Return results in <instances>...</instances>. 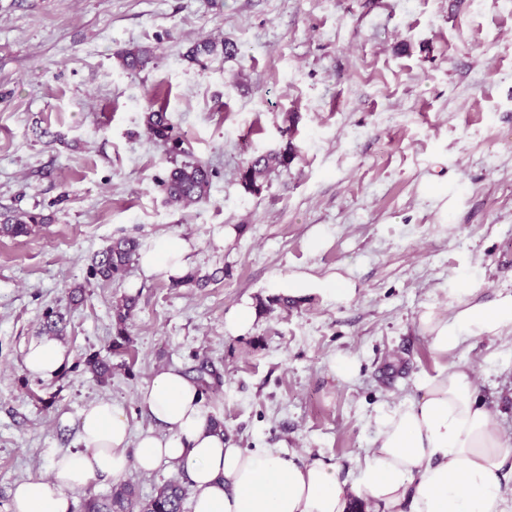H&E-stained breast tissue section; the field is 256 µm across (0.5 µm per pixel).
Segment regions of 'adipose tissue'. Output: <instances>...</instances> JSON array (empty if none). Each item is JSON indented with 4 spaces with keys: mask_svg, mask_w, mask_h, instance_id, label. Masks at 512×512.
<instances>
[{
    "mask_svg": "<svg viewBox=\"0 0 512 512\" xmlns=\"http://www.w3.org/2000/svg\"><path fill=\"white\" fill-rule=\"evenodd\" d=\"M189 252L182 237L170 235L142 249L139 261L146 274L180 278ZM273 286L292 295L318 288L339 303L353 296L340 276L321 280L295 272ZM448 286L449 314L429 308L419 317L437 357L512 325V291L486 304L458 280ZM65 361L64 348L46 336L30 342L23 359L26 370L43 379L56 376ZM418 392L376 416L363 462L345 475L320 457L236 448L209 424L197 385L171 367L139 393L154 428L132 432L121 408L103 399L90 402L80 414V450L54 456L48 476L17 483L10 512H71L73 492L93 480L117 478L132 466L149 473L163 464L189 476L193 512H353L360 501L366 512H502L512 452L495 414L476 398L472 370L443 364L423 377Z\"/></svg>",
    "mask_w": 512,
    "mask_h": 512,
    "instance_id": "1",
    "label": "adipose tissue"
}]
</instances>
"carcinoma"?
Returning <instances> with one entry per match:
<instances>
[{
    "instance_id": "cac0c4a2",
    "label": "carcinoma",
    "mask_w": 512,
    "mask_h": 512,
    "mask_svg": "<svg viewBox=\"0 0 512 512\" xmlns=\"http://www.w3.org/2000/svg\"><path fill=\"white\" fill-rule=\"evenodd\" d=\"M218 53L232 58L239 53L238 46L230 41L217 43L203 38L190 50V59L200 60ZM121 66L135 70L145 67L152 59L147 48L126 49L117 53ZM146 126L149 133L161 141L170 140L172 130L167 113L152 110L147 113ZM291 155L288 151H270L246 159L240 168V182L249 192L260 191L268 182L271 174L288 168ZM213 177L210 167L200 161L175 165L168 175L160 179V185L167 199L174 203L199 202L208 197ZM39 218L28 213L5 215L0 219V236L20 237L31 233ZM139 242L130 237H121L106 248L95 259L91 275L102 281H114L122 278L129 265L138 255ZM135 299L124 296L117 301L115 309V337L112 348L118 350L129 342L127 325L132 318ZM86 367L93 379L103 383L112 375V366L96 356L86 359ZM188 479H177L159 487L154 495L142 500L136 496L132 486L124 483L112 486V492L106 496L92 495L85 499L84 512H184L183 505L188 494Z\"/></svg>"
}]
</instances>
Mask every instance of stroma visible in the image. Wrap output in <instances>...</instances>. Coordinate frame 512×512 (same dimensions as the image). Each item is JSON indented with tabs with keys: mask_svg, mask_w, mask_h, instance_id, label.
Wrapping results in <instances>:
<instances>
[{
	"mask_svg": "<svg viewBox=\"0 0 512 512\" xmlns=\"http://www.w3.org/2000/svg\"><path fill=\"white\" fill-rule=\"evenodd\" d=\"M202 38L232 58L188 57ZM151 48L144 69L117 51ZM166 112L182 149L214 171L206 200L168 204L171 144L146 129ZM292 148L260 192L243 161ZM41 217L0 237V512L15 483L76 451L82 409L105 398L153 427L140 390L176 367L211 365L204 401L233 444L281 448L355 469L374 417L415 395L440 365L419 325L447 313L448 281L482 302L512 290V0H0V213ZM236 235L225 240V226ZM176 234L205 287L90 274L113 239ZM343 276L352 299L320 291L276 304L274 280ZM137 306L126 348L112 306ZM257 306L250 332L224 320ZM64 316L68 360L29 374L26 347L48 310ZM107 359L111 379L84 371ZM354 359L339 378L334 356ZM478 397L512 448V326L464 342Z\"/></svg>",
	"mask_w": 512,
	"mask_h": 512,
	"instance_id": "1",
	"label": "stroma"
}]
</instances>
